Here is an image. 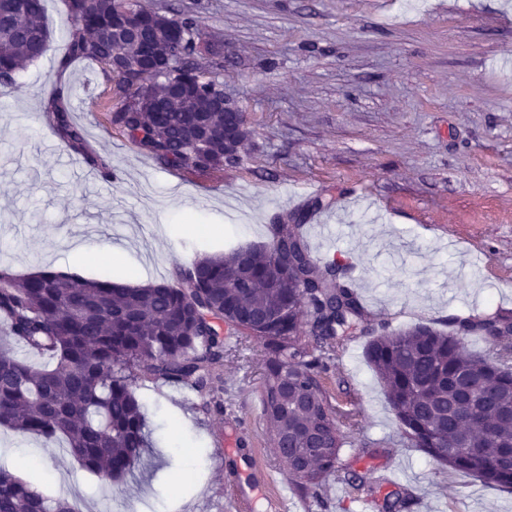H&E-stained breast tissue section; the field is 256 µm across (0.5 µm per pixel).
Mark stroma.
Segmentation results:
<instances>
[{"mask_svg":"<svg viewBox=\"0 0 512 512\" xmlns=\"http://www.w3.org/2000/svg\"><path fill=\"white\" fill-rule=\"evenodd\" d=\"M193 18L224 54V92L252 131L220 172L166 167L109 122L91 62L59 73L71 26L45 0L50 50L0 86V265L126 282L171 280L203 254L270 240L303 216L318 262L336 261L373 329L512 313V0H150ZM69 84L85 148L44 114ZM112 169L104 177L99 163ZM354 332L323 351L324 388L353 412L335 475L301 493L262 413L261 347L232 338L208 389L139 377L152 446L116 494L40 438L0 428V465L37 466L42 492L80 512H512V492L437 465L399 423Z\"/></svg>","mask_w":512,"mask_h":512,"instance_id":"1","label":"stroma"}]
</instances>
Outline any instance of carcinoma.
Wrapping results in <instances>:
<instances>
[{
    "label": "carcinoma",
    "mask_w": 512,
    "mask_h": 512,
    "mask_svg": "<svg viewBox=\"0 0 512 512\" xmlns=\"http://www.w3.org/2000/svg\"><path fill=\"white\" fill-rule=\"evenodd\" d=\"M73 25L65 72L75 61L98 64L122 98L111 124L163 165L191 171L236 164L245 147L226 144L224 128L236 117L213 109L224 91L219 73L199 68L194 20L155 13L148 0H65ZM125 9L139 21L130 37L112 40V19ZM44 0H0V85L9 86L26 65L50 48ZM130 53L129 70L113 61ZM155 71L153 84L138 71ZM71 88L59 84L46 103L51 126L70 147L83 146L70 117ZM271 241L205 256L178 267L171 282L130 287L43 270L18 277L0 268V323L11 341L48 358L40 369L0 347V426L59 444L85 469L120 492L150 448L144 405L133 371L168 382L207 388L209 368L224 360L231 337L221 320L261 344L268 354L262 403L268 443L278 457L308 455L305 470L284 471L301 487L317 486L340 465L342 432L320 380L315 352L341 346L363 326V309L334 264L311 258L300 225L270 226ZM291 268L275 279L277 267ZM310 294L305 324L299 286ZM278 317L265 334L257 317ZM485 350L468 351L451 330L418 325L372 336L366 357L400 423V435L433 462L512 491V317L469 315ZM504 335L493 336L497 327ZM0 512H79L66 497L52 498L0 466Z\"/></svg>",
    "instance_id": "carcinoma-1"
}]
</instances>
